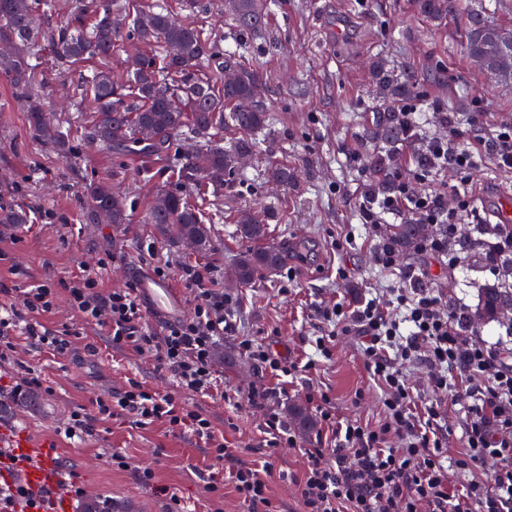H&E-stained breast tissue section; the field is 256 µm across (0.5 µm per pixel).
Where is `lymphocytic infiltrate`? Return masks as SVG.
<instances>
[{
	"mask_svg": "<svg viewBox=\"0 0 512 512\" xmlns=\"http://www.w3.org/2000/svg\"><path fill=\"white\" fill-rule=\"evenodd\" d=\"M459 135V128L452 125L447 135L431 138L429 166L410 174L400 167L393 170L395 190L362 204L366 221L377 224L386 216L406 214L417 224L447 225L446 237L420 245L422 252L445 256L449 237L458 231V215L470 206L469 185L454 186L458 207L448 209L443 204V186L430 177L432 169H470L479 152L492 154L500 169H512V124L474 132L464 145ZM180 276L194 292L193 311L159 330L148 324L135 286L101 291L96 271L85 270L55 283L0 290V363L13 352V337L18 333L35 349L74 352L69 331L47 327L39 320L52 312L64 294L83 321L104 330L113 347L129 346L152 356L178 387L209 392L216 383L214 349L236 331L232 300L217 289L210 271L185 265ZM423 279V274L411 269L389 296H376L356 306L339 298L317 307L318 318L330 328L329 334L317 337V350L327 357L338 338L360 340L365 365L382 390L383 420L372 427L337 417L330 397L320 394L316 409L332 445L306 449V468L292 479L303 512H512V353L470 343L455 314ZM240 348L261 372L276 380L249 397L252 405L264 411L261 447L271 451L294 443L276 404L286 391L284 378L302 372L301 363L252 338L241 340ZM417 365L424 367L432 394L418 412L412 408L413 388L406 377ZM445 396L469 404L464 444L454 453L441 425ZM120 414L143 426L159 422L169 432L194 436L223 465L224 476L211 479L210 493L220 494L229 485L251 512H275L267 481L269 464L242 461L217 437L211 420L201 411L137 379H128L122 390L103 394L92 400L90 408L74 412L64 433L80 436L89 431L92 421ZM486 464L493 467L489 478L471 479L459 490L451 486L449 470L467 472Z\"/></svg>",
	"mask_w": 512,
	"mask_h": 512,
	"instance_id": "f902f5d3",
	"label": "lymphocytic infiltrate"
}]
</instances>
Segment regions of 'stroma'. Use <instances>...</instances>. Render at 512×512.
Here are the masks:
<instances>
[{
  "mask_svg": "<svg viewBox=\"0 0 512 512\" xmlns=\"http://www.w3.org/2000/svg\"><path fill=\"white\" fill-rule=\"evenodd\" d=\"M197 26L239 53L263 79L264 104L273 121L257 132L259 152L232 175L224 195H206L199 207L209 217V249L194 250L164 242L149 224V206L158 192L172 188L171 161L156 156H109L84 143L80 112V78L54 64L52 51L42 59L37 99L51 120L70 124L74 152L61 154L34 137L27 106L16 99L0 74V204L20 207L24 224H0V289L25 282L68 279L82 269H100L102 287L121 290L136 282L139 271L155 272L169 263L167 277L179 289L186 309L194 293L179 276L180 265L209 266L216 279L241 250L233 217L244 206L259 212L287 207L288 221L269 222L270 244L287 248L285 264L274 275L231 291L237 334L225 338L214 356L225 397H207L178 388L170 374L157 369L153 357L131 349H113L99 327L85 324L59 298L52 313L41 315L47 326L68 330L76 348L91 343L94 354L75 360L32 348L16 336L11 363L0 366V395L10 396L27 370L40 374L44 388L31 408L0 416V428L52 441L57 449L60 478L85 494L131 503L136 512H174L177 504L196 512H249L232 487L223 496L208 493L206 478L221 464L199 448L195 439L168 432L163 424L141 426L116 416L94 422L82 439L65 437L63 428L78 408L96 397L121 389L127 379L145 381L155 390L200 410L217 435L237 448L242 459L257 460L264 424L261 409L247 395L262 381L260 370L237 348L238 337L271 344L273 349L314 366L288 384L284 406L300 405L315 413L308 394H328L339 417L378 425L383 419L380 391L364 366L358 341L337 340L329 357L317 356L313 342L323 332L315 309L345 297L352 303L375 296L401 281L408 268L426 272L430 287L448 308H475L481 288L512 285V274L481 262L484 217L462 214L463 234L453 240L447 265L410 251L397 257L391 270L376 264V248L388 225L363 223L360 205L370 172L372 145L365 133L384 109L376 86L375 67L402 78L407 86L402 103H421L418 135L406 146L402 160L423 153L427 142L442 133L441 115L454 113L461 129L471 120L488 126L512 123V93L497 90L493 80L466 54L458 22L436 24L420 15L414 0H270L262 28L246 32L215 8L195 13ZM286 161L299 175L293 190L272 189L265 170ZM437 182L455 186L467 181L476 196L493 197L498 189L512 191V171L497 168L491 155H475L468 172L443 168ZM107 180L128 195L129 221L90 224L81 198L93 181ZM354 234L351 249L340 251L338 239ZM154 252H147L146 244ZM108 259L100 267V259ZM346 276H338V268ZM296 446L275 450L270 461V494L280 512H301L289 476L301 473L305 451L324 448V432L297 434ZM124 457L125 467L113 463ZM151 469L154 478L138 475ZM168 494H161V487Z\"/></svg>",
  "mask_w": 512,
  "mask_h": 512,
  "instance_id": "obj_1",
  "label": "stroma"
}]
</instances>
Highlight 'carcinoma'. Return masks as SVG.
Returning a JSON list of instances; mask_svg holds the SVG:
<instances>
[{"mask_svg":"<svg viewBox=\"0 0 512 512\" xmlns=\"http://www.w3.org/2000/svg\"><path fill=\"white\" fill-rule=\"evenodd\" d=\"M416 7L434 21L460 19L468 55L480 67L487 53L512 54V42L495 41L503 26L487 22L479 11L461 12L460 0H416ZM225 8L244 31L259 30L267 14L266 0H228ZM56 9L57 0H0V45L15 49L4 62V72L15 95L28 102L30 129L59 150L72 151L68 131L51 123L31 97L42 51L52 47L57 66L64 70L88 60L95 62L97 67L91 74L81 76L87 142L111 155L172 156L177 167L175 187L157 196L149 211V223L173 244L194 240L208 243L209 228L189 197L205 190L214 195L223 192L229 185L228 176L253 153V134L270 121V114L256 100L259 73L159 3L143 6L131 16L121 0H70L68 21L44 28L42 22ZM123 41L145 47L161 42L165 54L142 52L127 60L122 74L114 75L112 51ZM226 65L239 67L240 79L224 83ZM226 112L239 133L228 144L222 135ZM369 138L376 151L371 157L374 179L367 195H386L395 187L387 173L409 141L395 104L388 105ZM186 139L195 141L196 149L172 153L173 147ZM267 179L286 189L296 185L295 170L286 164H271ZM85 216L90 224H125L127 196L112 191L110 182L91 183L86 187ZM27 221V213L0 205L1 224ZM235 234L245 249L225 271L228 287L241 288L282 267L281 250L267 242L268 225L242 211ZM429 237L428 224H397L388 244L401 253ZM482 258L490 265L512 269V249L488 248ZM510 307L512 288L493 284L481 289L476 308L459 311L458 318L466 327L499 322ZM288 417L302 433L314 429V420L301 406L289 407ZM126 508L123 502L91 497L81 502L79 512H126Z\"/></svg>","mask_w":512,"mask_h":512,"instance_id":"obj_1","label":"carcinoma"}]
</instances>
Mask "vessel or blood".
<instances>
[{"label":"vessel or blood","instance_id":"obj_1","mask_svg":"<svg viewBox=\"0 0 512 512\" xmlns=\"http://www.w3.org/2000/svg\"><path fill=\"white\" fill-rule=\"evenodd\" d=\"M139 299L152 319L165 321L181 313L183 302L178 291L152 274L141 273L137 280ZM0 469L16 471L33 489L49 494L48 512H69L67 494L59 489L60 477L54 448L45 442H33L19 436L11 439L0 454Z\"/></svg>","mask_w":512,"mask_h":512}]
</instances>
